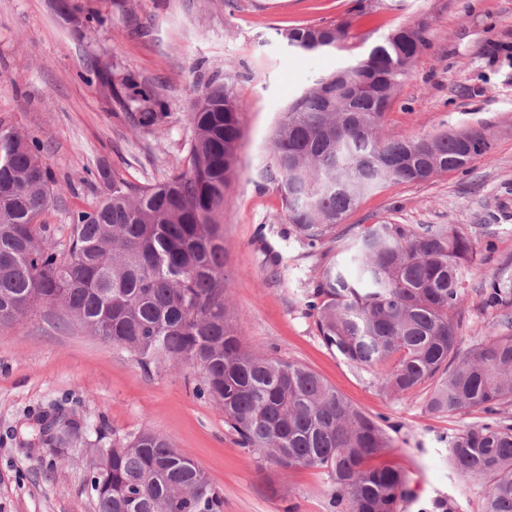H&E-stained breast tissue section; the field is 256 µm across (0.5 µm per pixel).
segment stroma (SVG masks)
<instances>
[{
	"mask_svg": "<svg viewBox=\"0 0 512 512\" xmlns=\"http://www.w3.org/2000/svg\"><path fill=\"white\" fill-rule=\"evenodd\" d=\"M81 4L102 14L89 30L62 17ZM425 20L428 45L385 117L402 139L484 130L490 160L423 183L388 182L367 194L335 235L317 246L286 224L270 177L279 117L316 79L366 55L400 26ZM349 22L338 47L299 53L281 29ZM113 65L152 85L168 104L154 133L104 92L94 71ZM235 79L245 102L237 175L224 194V273L232 323L255 354L303 364L372 416L392 439L385 464L410 492L399 512H482L481 480L448 463V443L480 424L473 412L426 407L429 387L392 399L373 374L352 368L323 342L310 306L326 261L363 227L453 224L473 231L477 253L461 274L469 351L500 328L503 311L480 290L512 284V0H0V126L39 137L63 193L44 213L58 242L70 215L104 190L99 169L131 184L165 180L186 154L188 105L200 77ZM195 369L144 373L127 351L50 313L0 328V512H97L87 484L97 434L123 439L149 429L193 460L224 497V512H331V478L321 468L281 474L241 448L214 403L194 395ZM62 406L84 438L66 448L31 444L32 420Z\"/></svg>",
	"mask_w": 512,
	"mask_h": 512,
	"instance_id": "35a3bbf8",
	"label": "stroma"
}]
</instances>
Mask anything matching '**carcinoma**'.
I'll use <instances>...</instances> for the list:
<instances>
[{"label": "carcinoma", "instance_id": "carcinoma-1", "mask_svg": "<svg viewBox=\"0 0 512 512\" xmlns=\"http://www.w3.org/2000/svg\"><path fill=\"white\" fill-rule=\"evenodd\" d=\"M427 28L385 39L363 58L318 79L282 114L272 138L273 181L283 215L311 246L334 232L366 193L388 181L420 183L486 157L487 134L464 144L452 132L415 140L386 131L384 118L408 73L398 51L427 45ZM308 53L336 47V25L283 30ZM108 95L150 133L165 117L155 89L112 70L96 72ZM244 103L232 78H211L190 103L187 155L165 181L133 186L99 171L105 186L71 217L59 245L41 217L61 185L42 160V142L0 127V327L49 309L134 355L145 371L198 367L195 394L224 411L244 448L281 471L317 467L332 479L337 512H398L406 474L375 464L391 448L385 429L308 367L250 353L236 335L225 294L224 193L237 164ZM474 256L472 233L453 225L372 224L344 264L324 265L314 292L316 326L328 348L357 369L379 368L383 391L399 398L419 386L428 409L487 421L454 436L452 469L483 481V512H512V318L504 330L461 353L460 269ZM482 303L512 307L496 281ZM74 417L36 416L40 443L64 448ZM89 478L97 512H223L204 471L164 438L143 431L112 442Z\"/></svg>", "mask_w": 512, "mask_h": 512}]
</instances>
